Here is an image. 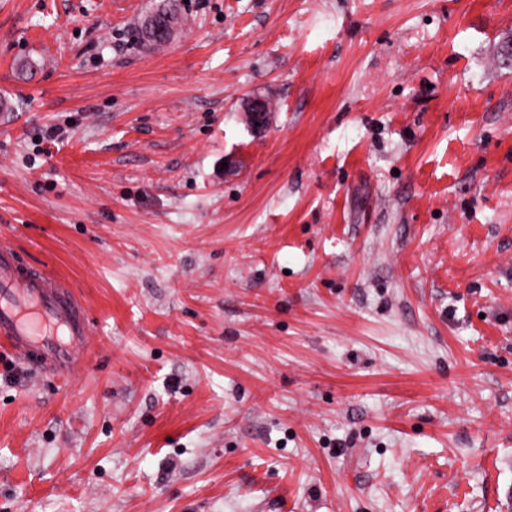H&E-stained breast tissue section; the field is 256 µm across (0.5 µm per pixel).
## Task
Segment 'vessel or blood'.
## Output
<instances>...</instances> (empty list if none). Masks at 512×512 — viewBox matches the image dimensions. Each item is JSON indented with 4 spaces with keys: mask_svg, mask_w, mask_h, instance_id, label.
<instances>
[{
    "mask_svg": "<svg viewBox=\"0 0 512 512\" xmlns=\"http://www.w3.org/2000/svg\"><path fill=\"white\" fill-rule=\"evenodd\" d=\"M0 343L35 372L72 378L92 345L87 309L72 286L0 244Z\"/></svg>",
    "mask_w": 512,
    "mask_h": 512,
    "instance_id": "vessel-or-blood-1",
    "label": "vessel or blood"
}]
</instances>
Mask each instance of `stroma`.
Segmentation results:
<instances>
[{
  "label": "stroma",
  "instance_id": "stroma-1",
  "mask_svg": "<svg viewBox=\"0 0 512 512\" xmlns=\"http://www.w3.org/2000/svg\"><path fill=\"white\" fill-rule=\"evenodd\" d=\"M158 2L0 0V512H512V0ZM91 335L72 286L0 244V343L35 372L70 379L87 359Z\"/></svg>",
  "mask_w": 512,
  "mask_h": 512
}]
</instances>
